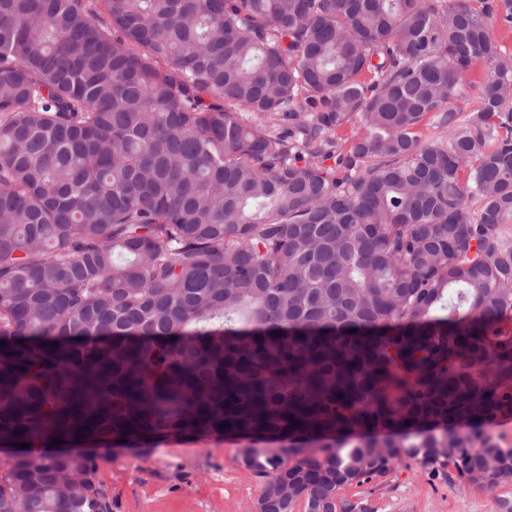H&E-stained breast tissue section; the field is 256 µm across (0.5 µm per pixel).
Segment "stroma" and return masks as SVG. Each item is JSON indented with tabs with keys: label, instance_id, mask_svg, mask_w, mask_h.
<instances>
[{
	"label": "stroma",
	"instance_id": "35a3bbf8",
	"mask_svg": "<svg viewBox=\"0 0 512 512\" xmlns=\"http://www.w3.org/2000/svg\"><path fill=\"white\" fill-rule=\"evenodd\" d=\"M249 446L230 436L170 438L150 448L115 444L99 449L94 479L111 512H251L262 483L243 463ZM345 494L368 498L376 512H497L498 497L512 494V486L488 492L433 482L407 461L386 483Z\"/></svg>",
	"mask_w": 512,
	"mask_h": 512
}]
</instances>
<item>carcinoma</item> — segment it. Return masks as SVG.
Segmentation results:
<instances>
[{
	"instance_id": "1",
	"label": "carcinoma",
	"mask_w": 512,
	"mask_h": 512,
	"mask_svg": "<svg viewBox=\"0 0 512 512\" xmlns=\"http://www.w3.org/2000/svg\"><path fill=\"white\" fill-rule=\"evenodd\" d=\"M497 23L512 0H0V444H29L0 512H110L57 440L280 443L245 451L254 512H376L342 491L405 459L512 483Z\"/></svg>"
}]
</instances>
